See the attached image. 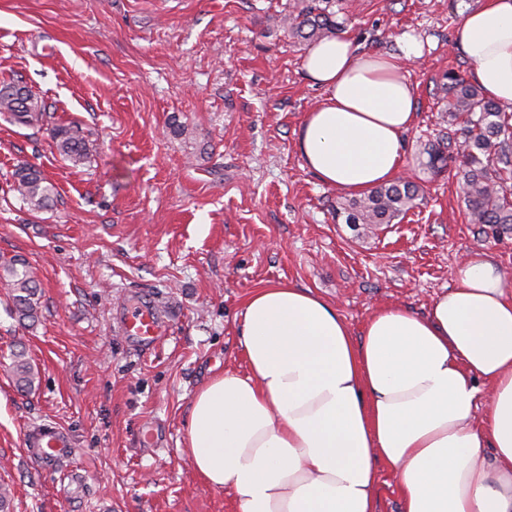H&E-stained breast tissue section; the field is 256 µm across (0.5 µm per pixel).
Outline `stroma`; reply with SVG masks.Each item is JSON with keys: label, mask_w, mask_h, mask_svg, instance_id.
<instances>
[{"label": "stroma", "mask_w": 512, "mask_h": 512, "mask_svg": "<svg viewBox=\"0 0 512 512\" xmlns=\"http://www.w3.org/2000/svg\"><path fill=\"white\" fill-rule=\"evenodd\" d=\"M302 0H0V81H23L42 121L0 112V263L24 258L42 289L19 321L0 287V483L11 512H237L208 488L186 446L193 395L245 369L249 295L285 282L332 301L361 333L376 308L425 314L475 252L512 279V230L469 224L461 182L434 174L427 148L453 132L448 70L468 73L452 35L482 0H331L365 51L388 55L406 32L422 55L406 71L417 121L404 176L424 199L372 231L336 216L347 192L322 185L294 147L323 99L302 67L306 42L283 22ZM182 125L179 136L174 126ZM77 126L96 146L72 166L51 130ZM40 168L50 209L29 211L14 170ZM165 312L143 350L117 328L130 297ZM25 347L38 378L7 370ZM52 424L77 450L41 468L28 434Z\"/></svg>", "instance_id": "1"}]
</instances>
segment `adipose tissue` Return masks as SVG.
I'll return each instance as SVG.
<instances>
[{
    "label": "adipose tissue",
    "instance_id": "adipose-tissue-1",
    "mask_svg": "<svg viewBox=\"0 0 512 512\" xmlns=\"http://www.w3.org/2000/svg\"><path fill=\"white\" fill-rule=\"evenodd\" d=\"M453 45L511 109L512 0L469 12ZM419 53L410 35L388 58L344 33L310 47L303 69L325 96L296 149L322 184L361 195L401 173L417 117L405 63ZM450 274L427 314L382 307L358 337L310 289L254 291L246 374L224 371L191 401L186 443L205 485L238 512H377L382 464L401 512H512V289L480 252Z\"/></svg>",
    "mask_w": 512,
    "mask_h": 512
}]
</instances>
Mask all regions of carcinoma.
<instances>
[{
	"label": "carcinoma",
	"instance_id": "carcinoma-1",
	"mask_svg": "<svg viewBox=\"0 0 512 512\" xmlns=\"http://www.w3.org/2000/svg\"><path fill=\"white\" fill-rule=\"evenodd\" d=\"M288 31L305 42L313 43L336 34L341 23L328 8L307 5L286 18ZM448 99L443 111L451 121H462L461 137H448L446 145L429 149L432 164L458 165L466 200L465 219L469 224H492L512 229V113L484 96L481 89L460 73L444 74ZM0 112H7L22 124L43 119L45 105L20 81L0 82ZM52 138L59 154L74 166L84 164L93 143L81 131L56 127ZM15 190L32 211L46 210L54 202L55 186L34 166L23 164L13 173ZM419 187L398 180L373 188L366 196L340 206L345 223L368 228L391 224L404 218L416 207ZM0 284L10 289L13 309L22 320H35L38 309L37 279L22 258L0 265ZM11 371L23 389L34 386L36 373L25 350L11 354Z\"/></svg>",
	"mask_w": 512,
	"mask_h": 512
}]
</instances>
